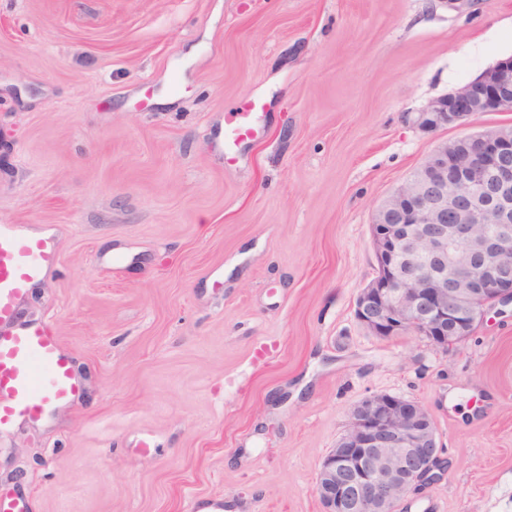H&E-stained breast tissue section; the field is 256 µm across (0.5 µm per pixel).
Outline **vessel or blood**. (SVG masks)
Here are the masks:
<instances>
[{"label":"vessel or blood","mask_w":512,"mask_h":512,"mask_svg":"<svg viewBox=\"0 0 512 512\" xmlns=\"http://www.w3.org/2000/svg\"><path fill=\"white\" fill-rule=\"evenodd\" d=\"M247 103L224 136L227 163L237 161L238 146L259 133ZM57 263L45 241L26 237L20 224H0V427L35 420L56 405L74 401L80 383L56 336L45 323L22 322L17 307L34 279Z\"/></svg>","instance_id":"b4317fda"}]
</instances>
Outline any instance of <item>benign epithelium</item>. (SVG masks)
Here are the masks:
<instances>
[{
  "mask_svg": "<svg viewBox=\"0 0 512 512\" xmlns=\"http://www.w3.org/2000/svg\"><path fill=\"white\" fill-rule=\"evenodd\" d=\"M512 112V58L407 114L425 133ZM512 128L440 140L411 177L393 187L370 225L375 276L355 317L379 338L413 333L443 353L486 314L512 302ZM484 231H475L476 226ZM441 446L417 403L374 394L352 409L346 433L322 458V512H395L425 485Z\"/></svg>",
  "mask_w": 512,
  "mask_h": 512,
  "instance_id": "obj_1",
  "label": "benign epithelium"
}]
</instances>
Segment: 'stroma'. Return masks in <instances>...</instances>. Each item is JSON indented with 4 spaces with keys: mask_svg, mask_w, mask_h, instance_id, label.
I'll return each instance as SVG.
<instances>
[{
    "mask_svg": "<svg viewBox=\"0 0 512 512\" xmlns=\"http://www.w3.org/2000/svg\"><path fill=\"white\" fill-rule=\"evenodd\" d=\"M512 57V0H0V224L81 384L0 431L30 512H321L353 406L430 414L441 478L398 512H512V304L461 345L355 318L377 204L441 139L407 113ZM258 101L238 164L228 113ZM150 449H142V440Z\"/></svg>",
    "mask_w": 512,
    "mask_h": 512,
    "instance_id": "stroma-1",
    "label": "stroma"
}]
</instances>
